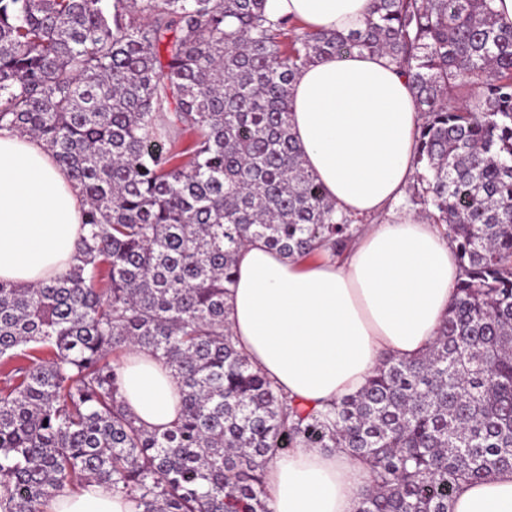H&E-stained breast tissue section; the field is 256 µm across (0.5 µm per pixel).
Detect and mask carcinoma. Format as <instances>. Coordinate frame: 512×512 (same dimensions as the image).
Returning a JSON list of instances; mask_svg holds the SVG:
<instances>
[{"label": "carcinoma", "mask_w": 512, "mask_h": 512, "mask_svg": "<svg viewBox=\"0 0 512 512\" xmlns=\"http://www.w3.org/2000/svg\"><path fill=\"white\" fill-rule=\"evenodd\" d=\"M266 2L0 0V128L45 142L89 227L67 273L0 281V512L85 484L144 512H266V464L293 448L366 462L358 512H450L462 485L512 470V25L492 0H374L344 35L272 21ZM355 51L414 86L411 201L462 277L427 352L306 408L235 348L226 297L252 239L287 259L351 241L290 96L300 69ZM136 347L179 383L169 429L118 398Z\"/></svg>", "instance_id": "cac0c4a2"}]
</instances>
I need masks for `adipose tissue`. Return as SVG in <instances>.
<instances>
[{
	"label": "adipose tissue",
	"instance_id": "1",
	"mask_svg": "<svg viewBox=\"0 0 512 512\" xmlns=\"http://www.w3.org/2000/svg\"><path fill=\"white\" fill-rule=\"evenodd\" d=\"M372 0H268L271 19L312 30L363 28ZM422 122L415 91L383 54L326 57L292 87L291 126L305 166L337 211L371 217L340 259L294 262L263 242L241 250L227 297L237 347L306 407L355 393L384 357L414 359L454 298V248L428 219L397 209L415 177ZM85 204L41 140L0 130V280L35 286L66 273L86 236ZM120 396L150 426L178 417V388L147 352L131 351ZM371 486L346 451L295 448L265 470L266 512H358ZM48 512H142L99 485L57 496ZM451 512H512V470L457 492Z\"/></svg>",
	"mask_w": 512,
	"mask_h": 512
}]
</instances>
